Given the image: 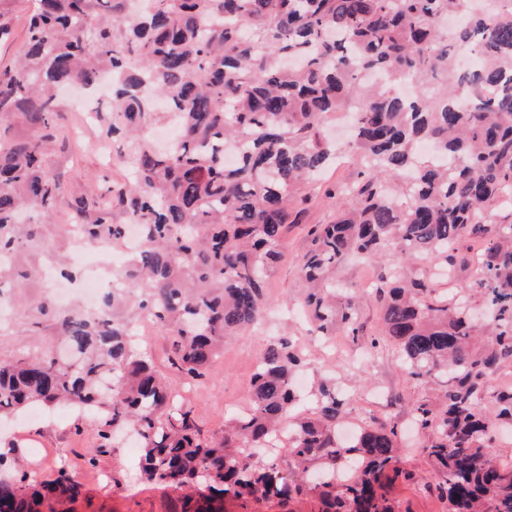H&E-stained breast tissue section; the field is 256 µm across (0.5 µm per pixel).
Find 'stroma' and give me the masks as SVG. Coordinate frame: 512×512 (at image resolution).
I'll use <instances>...</instances> for the list:
<instances>
[{
	"label": "stroma",
	"mask_w": 512,
	"mask_h": 512,
	"mask_svg": "<svg viewBox=\"0 0 512 512\" xmlns=\"http://www.w3.org/2000/svg\"><path fill=\"white\" fill-rule=\"evenodd\" d=\"M76 89H65L60 99L66 109L65 125L70 135L53 142L47 158L48 169L59 179L68 199L127 181L130 173L124 163L125 148L112 142L102 127H82L73 105ZM358 166L353 155L343 154L292 204L297 214L281 242L283 259L268 278L265 293V320L228 340L213 360L207 375L199 381L186 379L171 369V345L163 330L147 327L140 344L156 369L168 379L173 391L193 408L204 433L221 430L225 420L243 413L250 406L249 394L257 357L274 336L290 337L305 357L300 376L302 395H309L315 373L330 372L337 384L351 396V405L339 437H346L357 424L390 417L408 451L402 457L406 468L420 478L416 484H396L392 495L400 512H448V504L436 491V472L418 452L421 434L413 425V403L435 400L443 391L440 380L419 382L407 378L394 349L374 352L366 337L380 324L381 304L372 289L362 288L366 279L382 274L414 275L417 265L397 260H357L348 258L337 265L336 283L358 286L356 303L363 336H348L337 329L334 340L318 336L298 309L302 283L298 264L309 245L310 225L325 224L336 215L330 190L351 184ZM97 423L94 416L59 408L39 410L37 417L23 416L0 424V441L13 442L25 460V469L41 480L53 479L66 471L81 485L83 495L75 512H176L178 494L163 485L146 483L135 476V455L126 444L97 452Z\"/></svg>",
	"instance_id": "stroma-1"
}]
</instances>
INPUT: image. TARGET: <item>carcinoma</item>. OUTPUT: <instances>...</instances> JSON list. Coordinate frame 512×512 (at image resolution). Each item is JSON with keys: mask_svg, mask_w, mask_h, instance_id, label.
I'll return each mask as SVG.
<instances>
[{"mask_svg": "<svg viewBox=\"0 0 512 512\" xmlns=\"http://www.w3.org/2000/svg\"><path fill=\"white\" fill-rule=\"evenodd\" d=\"M37 2L14 64L0 69V299L33 332L24 350L0 355V419L36 404L91 412L100 449L134 431L137 478L180 492V512H223L226 497L251 512L294 492L312 495L317 512H396L393 486L414 481L398 424L339 441L348 398L330 378L312 391L311 412L294 414L300 358L285 339L258 357L248 411L206 435L133 335L148 317L169 335L171 366L198 380L228 337L261 320L288 205L338 158L323 127L352 111L360 179L339 190L336 219L308 232L304 306L322 335L339 323L355 337L354 291L342 287L336 305L331 278L347 257L429 260L450 278L472 268L446 293L424 272L381 278L382 325L369 347L392 345L411 378L448 379L438 402L415 409L448 512H512V458L493 450L495 426L512 423V387L489 386L512 368V212L487 208L512 193V0H145L136 11L131 0ZM105 70L106 134L127 140L132 178L76 200L78 223L54 224L68 204L47 170L63 112L56 90L91 91ZM371 73L382 81L366 82ZM160 100L178 124L164 149L150 140ZM16 119L33 134L17 136ZM422 141L429 164L417 156ZM29 212L39 220H23ZM129 224L141 246L96 309L29 294L31 259L49 233L66 244L77 230L117 250ZM463 238L480 252L459 256ZM476 298L489 310L483 324L471 319ZM15 452L0 453V512H73L81 486L62 471L16 476Z\"/></svg>", "mask_w": 512, "mask_h": 512, "instance_id": "1", "label": "carcinoma"}]
</instances>
